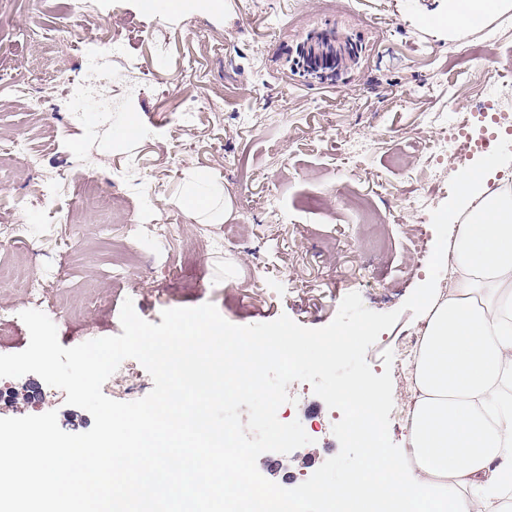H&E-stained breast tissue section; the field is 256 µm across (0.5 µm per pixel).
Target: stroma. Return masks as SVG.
<instances>
[{
    "mask_svg": "<svg viewBox=\"0 0 512 512\" xmlns=\"http://www.w3.org/2000/svg\"><path fill=\"white\" fill-rule=\"evenodd\" d=\"M147 2L112 0L106 12L69 20L66 0H0V157L17 138L38 155L33 165L0 164V228L23 210L31 229L22 239L0 238V265H27L48 280L38 307L65 347L121 334L128 298L154 324L163 310L210 302L236 325L285 314L319 329L351 292L372 311H400L366 359L375 374L391 373L389 435L405 446L409 356L427 318L402 305L427 280L436 240L430 215H416L411 204L426 197L443 205L460 168L445 159L428 168L422 156L448 120V98L459 111H477L483 69L512 58V11L489 18L486 29L451 35L433 18L437 0H178L161 20ZM65 24L109 50L106 69L89 68L71 45L37 59L18 36L25 27L52 36ZM326 28L357 42L359 55L332 81L293 72L281 42L296 45ZM105 70L131 81L113 84L111 111L97 106L77 120L60 100L34 119L6 90L19 72L36 80ZM188 95L219 108L184 111ZM252 110L261 122L247 120ZM131 113L143 134L116 139ZM194 170L222 184L223 222L181 204ZM47 171L66 175L54 205L75 212L74 221L48 222ZM86 171L110 199L109 219L78 210ZM146 217L176 225L175 237H136L130 225ZM129 251L130 267L119 269L116 259ZM32 307L23 289L0 281V354L26 349L20 314ZM289 394L277 415L298 419L311 442L287 455L263 453L257 467L291 489L339 443L331 410L312 389L296 383ZM52 410L65 432L93 425L38 375L0 378V418Z\"/></svg>",
    "mask_w": 512,
    "mask_h": 512,
    "instance_id": "35a3bbf8",
    "label": "stroma"
}]
</instances>
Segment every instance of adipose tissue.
Masks as SVG:
<instances>
[{
    "instance_id": "obj_1",
    "label": "adipose tissue",
    "mask_w": 512,
    "mask_h": 512,
    "mask_svg": "<svg viewBox=\"0 0 512 512\" xmlns=\"http://www.w3.org/2000/svg\"><path fill=\"white\" fill-rule=\"evenodd\" d=\"M512 10V0H443L449 29L464 14ZM511 164L481 157L459 176L454 211L465 222L444 276L447 291L430 299L413 355L408 458L380 457L388 491L423 512H506L512 487V189L491 180ZM224 192L213 177L197 179L185 205L222 222Z\"/></svg>"
}]
</instances>
